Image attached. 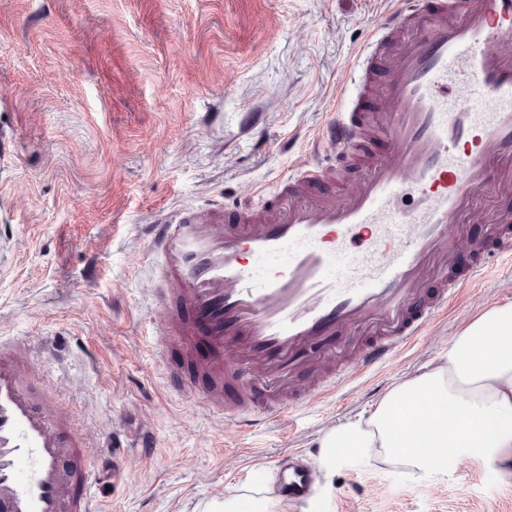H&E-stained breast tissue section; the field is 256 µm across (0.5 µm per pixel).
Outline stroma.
Returning a JSON list of instances; mask_svg holds the SVG:
<instances>
[{"mask_svg":"<svg viewBox=\"0 0 512 512\" xmlns=\"http://www.w3.org/2000/svg\"><path fill=\"white\" fill-rule=\"evenodd\" d=\"M385 0H0V338L65 356L50 387L96 441L142 423L157 447L113 475L91 512H205L254 494L258 465L369 412L448 348L464 321L512 300L499 258L445 319L392 362L291 410L285 429L240 431L164 385L149 308L148 225L303 167L307 143L350 92L344 78ZM276 512H512V485L469 464L439 482L344 455L329 484Z\"/></svg>","mask_w":512,"mask_h":512,"instance_id":"35a3bbf8","label":"stroma"}]
</instances>
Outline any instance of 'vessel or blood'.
I'll return each mask as SVG.
<instances>
[{
	"instance_id": "vessel-or-blood-1",
	"label": "vessel or blood",
	"mask_w": 512,
	"mask_h": 512,
	"mask_svg": "<svg viewBox=\"0 0 512 512\" xmlns=\"http://www.w3.org/2000/svg\"><path fill=\"white\" fill-rule=\"evenodd\" d=\"M512 0H393L353 63L357 91L314 135L312 160L278 193L242 207H185L150 229L157 309L168 340L206 376L164 373L206 407L250 429L282 421L304 398L327 399L336 353L368 374L395 359L474 284L493 257L512 259V210L489 214L485 237L458 258L448 227L486 191H512ZM388 62L394 79L377 85ZM393 107H369L373 86ZM387 145L374 154L375 141ZM370 156L354 192L337 167ZM27 344L0 341V512H88L92 445L45 386ZM113 457L147 453L152 433L128 430ZM279 492H317L311 466L281 470Z\"/></svg>"
}]
</instances>
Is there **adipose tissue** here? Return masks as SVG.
<instances>
[{"label": "adipose tissue", "mask_w": 512, "mask_h": 512, "mask_svg": "<svg viewBox=\"0 0 512 512\" xmlns=\"http://www.w3.org/2000/svg\"><path fill=\"white\" fill-rule=\"evenodd\" d=\"M320 470L338 449L438 481L460 461L512 484V302L465 322L442 357L394 385L369 413L326 429Z\"/></svg>", "instance_id": "adipose-tissue-1"}]
</instances>
